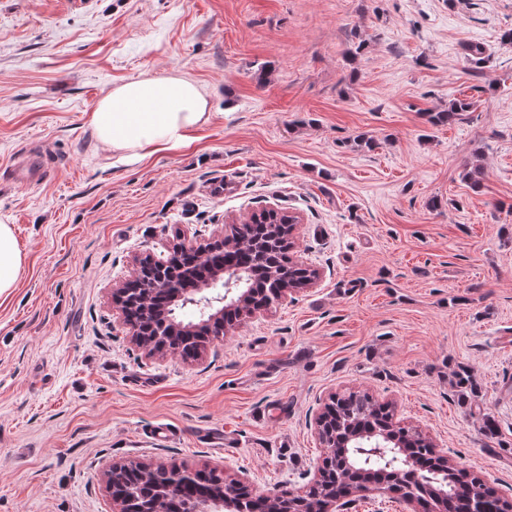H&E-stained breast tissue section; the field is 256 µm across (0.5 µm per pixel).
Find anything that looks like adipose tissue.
I'll list each match as a JSON object with an SVG mask.
<instances>
[{
	"mask_svg": "<svg viewBox=\"0 0 512 512\" xmlns=\"http://www.w3.org/2000/svg\"><path fill=\"white\" fill-rule=\"evenodd\" d=\"M213 117L205 89L183 75L141 76L117 85L95 104L89 124L121 158L184 146ZM25 255L12 225L0 222V297L17 288Z\"/></svg>",
	"mask_w": 512,
	"mask_h": 512,
	"instance_id": "obj_1",
	"label": "adipose tissue"
}]
</instances>
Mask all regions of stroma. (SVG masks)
<instances>
[{
    "label": "stroma",
    "instance_id": "35a3bbf8",
    "mask_svg": "<svg viewBox=\"0 0 512 512\" xmlns=\"http://www.w3.org/2000/svg\"><path fill=\"white\" fill-rule=\"evenodd\" d=\"M507 30L512 0H0V220L26 255L0 297V512H112L101 473L130 460L303 492L314 418L348 389L512 502ZM145 74L194 79L214 117L189 147L115 158L89 114ZM457 98L463 120L427 123ZM29 153L44 180L16 168ZM268 206L298 217L319 281L201 359L135 346L112 303L135 258ZM157 422L172 442H149ZM452 378V384L461 389L459 392L462 400L464 402H468L471 399L472 403V401L478 396V387L475 383L471 370L466 367H461L452 374ZM467 390H469V394Z\"/></svg>",
    "mask_w": 512,
    "mask_h": 512
}]
</instances>
